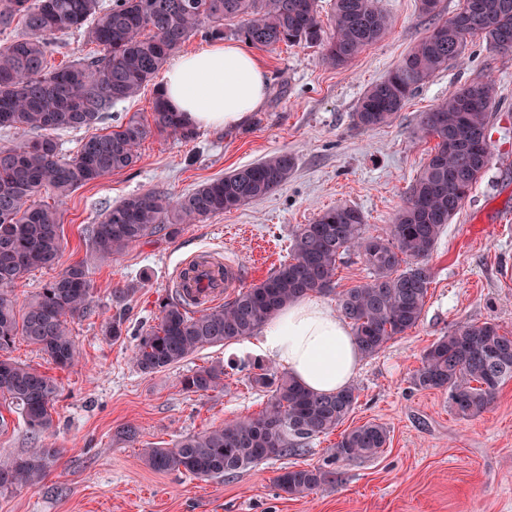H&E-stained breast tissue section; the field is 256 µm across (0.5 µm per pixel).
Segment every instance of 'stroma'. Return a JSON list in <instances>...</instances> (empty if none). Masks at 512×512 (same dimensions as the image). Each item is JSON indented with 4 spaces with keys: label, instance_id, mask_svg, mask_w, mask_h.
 <instances>
[{
    "label": "stroma",
    "instance_id": "obj_1",
    "mask_svg": "<svg viewBox=\"0 0 512 512\" xmlns=\"http://www.w3.org/2000/svg\"><path fill=\"white\" fill-rule=\"evenodd\" d=\"M376 5L389 15L390 32L347 66L327 64L319 46L259 51L270 83L246 124L201 130L191 141L152 134L132 168L64 200L65 248L58 262L32 271L13 292L18 300L30 298L82 261L94 285V307L70 325L80 350L73 367L56 368L23 341L9 353L54 377L59 391L45 440L0 403V457L27 456L45 441L59 454L42 483L1 490L0 512H512V381L490 408L469 419L451 411L447 393L413 384L424 351L458 325L492 322L512 334V54L473 38L463 60L418 88L393 123L360 128L353 112L365 90L454 15L461 0H439L432 15L422 12L420 0ZM476 78L494 80L497 88L490 163L428 259L433 277L419 323L365 358L352 381L357 401L344 429L382 424L388 447L375 457L335 462V431L309 439L301 452L230 477L200 479L146 467L140 459L146 444L173 447L182 436L258 415L268 399L242 370L262 360L250 336L203 348L152 374L134 365L132 351L156 324L159 302L172 294L181 264L201 255L231 263L239 279L225 289L229 299L287 261L297 228L328 208H356L369 234L386 235L435 145L421 127L422 114ZM278 151L291 153L296 165L267 198L180 225L176 236L152 238L105 262L92 256L87 229L114 204L153 190L175 198ZM127 287L126 307L113 306V289ZM114 321L124 330L117 339L104 333ZM218 364L225 370L223 391L183 390V375ZM125 425L136 427L135 440L118 437ZM291 466H318L333 477L308 496L291 497L275 482Z\"/></svg>",
    "mask_w": 512,
    "mask_h": 512
}]
</instances>
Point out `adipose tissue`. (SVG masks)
<instances>
[{
    "mask_svg": "<svg viewBox=\"0 0 512 512\" xmlns=\"http://www.w3.org/2000/svg\"><path fill=\"white\" fill-rule=\"evenodd\" d=\"M268 84L254 53L241 43L218 41L180 56L164 72L160 90L188 126L207 130L243 124L263 105ZM256 349L325 394L350 385L362 359L349 324L307 295L264 325Z\"/></svg>",
    "mask_w": 512,
    "mask_h": 512,
    "instance_id": "obj_1",
    "label": "adipose tissue"
}]
</instances>
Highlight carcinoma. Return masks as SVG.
Wrapping results in <instances>:
<instances>
[{"mask_svg":"<svg viewBox=\"0 0 512 512\" xmlns=\"http://www.w3.org/2000/svg\"><path fill=\"white\" fill-rule=\"evenodd\" d=\"M477 2L479 13L463 27L466 34L452 29L449 19L436 24L395 69L368 87L353 113L357 126L391 124L421 85L463 58L474 37L497 52L512 53V0ZM17 18L24 33L0 49V130L33 131L37 137L0 146V399L14 405L31 434L40 437L53 424L57 381L3 352L22 339L39 347L57 368L74 366L79 351L69 324L91 312L94 288L83 262L67 267L21 305L12 287L31 270L58 261L64 246L60 206L70 193L132 167L140 144L154 132L182 140L197 136L159 93L152 124L132 115L82 141L72 156H62L59 132L110 117L113 106L137 96L198 33L214 40L230 33L265 51L282 44H319L329 63L343 66L384 37L389 22L373 0H334L332 35L326 41L316 0H0V29ZM234 20L237 26L226 30L225 22ZM75 31L83 32L96 52L64 66L49 65L55 40ZM496 106L494 84L479 79L423 114L422 129L436 144L387 237L367 235L353 207L323 211L295 231L288 261L230 302L192 312L176 296L163 299L157 324L136 346L134 365L154 373L204 347L246 338L288 303L312 294L336 293L337 310L367 357L416 327L432 279L427 259L489 163ZM294 167V156L279 152L175 199L161 191L132 195L91 226V253L108 260L142 240L175 234L178 224L259 202L282 186ZM42 195L52 202L39 201ZM354 248L370 276L337 293L339 263ZM248 379L269 392L259 415L185 436L172 448H144L145 464L197 478L232 475L296 453L306 440L335 431L357 399L352 386L317 393L288 372L259 363L252 365ZM509 380L512 335L491 322L464 323L439 338L414 375L417 388L448 392L450 408L462 418L484 412ZM181 384L194 393L222 388L224 367H200L183 376ZM388 440L383 425L369 422L341 433L332 457L376 456ZM57 455V449L44 446L26 459L0 463V490L43 482ZM326 480L315 466L286 468L276 477L278 488L294 497L310 494Z\"/></svg>","mask_w":512,"mask_h":512,"instance_id":"1","label":"carcinoma"}]
</instances>
